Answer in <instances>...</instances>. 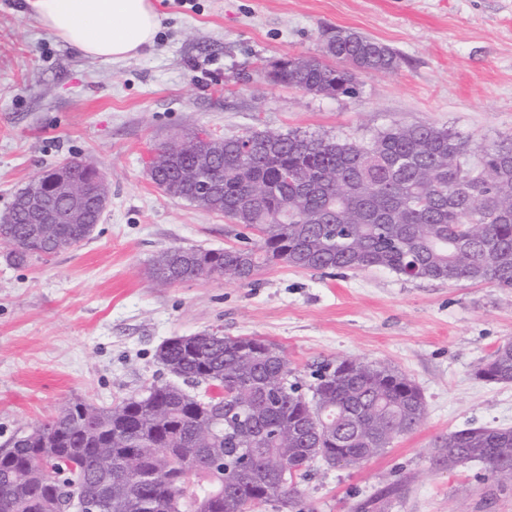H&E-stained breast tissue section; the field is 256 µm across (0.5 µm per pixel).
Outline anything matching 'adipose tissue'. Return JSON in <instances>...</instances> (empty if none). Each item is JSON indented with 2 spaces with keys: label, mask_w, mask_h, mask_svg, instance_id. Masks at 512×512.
<instances>
[{
  "label": "adipose tissue",
  "mask_w": 512,
  "mask_h": 512,
  "mask_svg": "<svg viewBox=\"0 0 512 512\" xmlns=\"http://www.w3.org/2000/svg\"><path fill=\"white\" fill-rule=\"evenodd\" d=\"M43 27L80 54L118 62L153 44L160 26L154 0H26Z\"/></svg>",
  "instance_id": "ef3b65f1"
}]
</instances>
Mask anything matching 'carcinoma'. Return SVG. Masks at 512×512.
Instances as JSON below:
<instances>
[{
    "mask_svg": "<svg viewBox=\"0 0 512 512\" xmlns=\"http://www.w3.org/2000/svg\"><path fill=\"white\" fill-rule=\"evenodd\" d=\"M401 56L348 28L324 34L321 55L260 63L268 82L314 95L355 98L361 78L400 68ZM195 150L170 143L155 154L164 165L152 177L167 196L198 197L187 176L212 184L197 207L224 215L257 236L253 245L222 250L172 246L149 269L170 284L219 277L249 283L270 263L298 270L385 269L412 280L470 281L512 288V138L483 151L478 163L454 133L431 124L394 126L369 143L328 135L251 130L209 141L192 137ZM69 173L93 183L91 166L73 158ZM93 224H29L14 211L0 224V246L21 266L80 245ZM156 358L180 383H152L110 406L85 400L63 405L55 416L0 448V512H73V496L95 512H196L197 498L254 500L282 512L298 507V493H266L283 457L298 478L316 460L336 467L349 453L382 454L393 440L423 421L424 396L406 373L383 361L342 359L317 370L309 392L283 349L256 336L199 333L176 336ZM475 374L512 383V341L481 360ZM197 381L228 395L200 398ZM197 456L195 478L183 490L167 449ZM204 448L222 449L215 465ZM432 461L444 468L472 461L487 475L512 484V428L470 427L433 442ZM455 457L453 465L448 458ZM127 459L133 473L154 476L142 491L105 460ZM247 459L255 481L236 471Z\"/></svg>",
    "mask_w": 512,
    "mask_h": 512,
    "instance_id": "carcinoma-1",
    "label": "carcinoma"
}]
</instances>
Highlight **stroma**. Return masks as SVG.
<instances>
[{"mask_svg":"<svg viewBox=\"0 0 512 512\" xmlns=\"http://www.w3.org/2000/svg\"><path fill=\"white\" fill-rule=\"evenodd\" d=\"M0 0V215L37 172L80 157L110 201L89 240L15 266L0 252V448L66 402L111 405L169 373L155 353L207 329L279 344L303 385L339 359L385 361L426 400L412 433L358 468L315 461L303 512H358L389 485L386 512H512V485L482 463L434 466L430 446L466 427H512V384L474 368L512 340V289L407 281L388 270L298 271L251 283L170 285L145 274L171 246L221 249L240 225L166 196L146 163L156 147L249 129L369 142L394 125L432 124L473 151L512 136V0H156L151 48L120 61L82 56ZM351 28L397 51L399 70L362 77L358 97L274 85L263 60L321 53L322 33Z\"/></svg>","mask_w":512,"mask_h":512,"instance_id":"35a3bbf8","label":"stroma"}]
</instances>
